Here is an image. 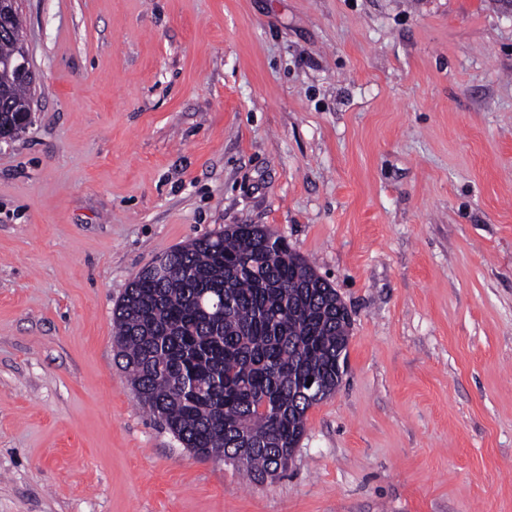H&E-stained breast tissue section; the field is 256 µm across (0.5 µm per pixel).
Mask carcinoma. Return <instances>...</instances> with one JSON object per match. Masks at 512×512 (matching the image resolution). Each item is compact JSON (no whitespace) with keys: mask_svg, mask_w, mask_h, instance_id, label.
<instances>
[{"mask_svg":"<svg viewBox=\"0 0 512 512\" xmlns=\"http://www.w3.org/2000/svg\"><path fill=\"white\" fill-rule=\"evenodd\" d=\"M22 23L0 35L17 61ZM3 113L31 83L0 69ZM130 281L113 309L117 357L141 405L190 452L227 455L247 475L288 470L305 432L310 378L327 394L347 355V307L286 239L234 224L177 247Z\"/></svg>","mask_w":512,"mask_h":512,"instance_id":"cac0c4a2","label":"carcinoma"}]
</instances>
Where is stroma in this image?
Here are the masks:
<instances>
[{
    "label": "stroma",
    "instance_id": "35a3bbf8",
    "mask_svg": "<svg viewBox=\"0 0 512 512\" xmlns=\"http://www.w3.org/2000/svg\"><path fill=\"white\" fill-rule=\"evenodd\" d=\"M0 144V512H512V0H22ZM232 224L351 314L285 474L195 457L113 308ZM31 85L32 82H26L17 74L13 65L11 69H0V87L6 92L0 100V113L7 114L24 106L29 101Z\"/></svg>",
    "mask_w": 512,
    "mask_h": 512
}]
</instances>
